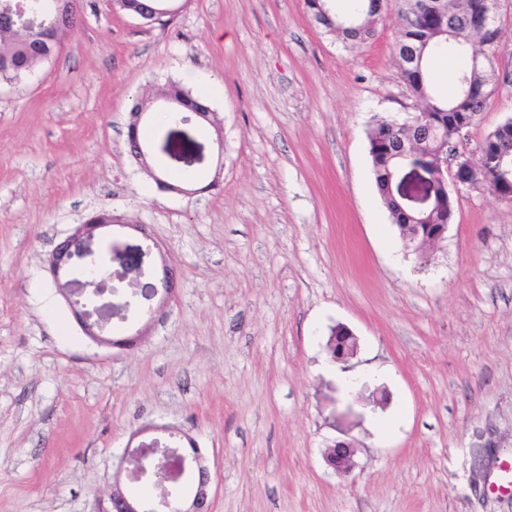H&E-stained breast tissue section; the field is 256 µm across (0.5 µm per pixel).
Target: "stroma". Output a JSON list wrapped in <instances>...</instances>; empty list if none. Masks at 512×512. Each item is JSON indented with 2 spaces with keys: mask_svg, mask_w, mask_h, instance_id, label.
Returning a JSON list of instances; mask_svg holds the SVG:
<instances>
[{
  "mask_svg": "<svg viewBox=\"0 0 512 512\" xmlns=\"http://www.w3.org/2000/svg\"><path fill=\"white\" fill-rule=\"evenodd\" d=\"M75 6L60 49L0 81V512H106L148 425L195 439L211 512H512L489 490L512 457V203L461 191L444 239L404 249L367 139L421 106L395 0L355 46L305 0H184L163 26ZM500 15L474 144L512 118V0ZM171 82L215 114L191 129L203 164L150 160L194 195L156 191L128 152L133 106ZM99 209L130 227L97 253L146 224L181 273L160 313L128 318L129 350L84 336L46 271ZM339 440L347 473L326 460ZM357 338L352 330L343 325H336V336L329 342L330 353L339 362H346L357 352ZM354 446L348 441H336L327 452V462L339 472L347 473L353 466Z\"/></svg>",
  "mask_w": 512,
  "mask_h": 512,
  "instance_id": "stroma-1",
  "label": "stroma"
}]
</instances>
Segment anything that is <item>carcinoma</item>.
I'll list each match as a JSON object with an SVG mask.
<instances>
[{"label":"carcinoma","instance_id":"1","mask_svg":"<svg viewBox=\"0 0 512 512\" xmlns=\"http://www.w3.org/2000/svg\"><path fill=\"white\" fill-rule=\"evenodd\" d=\"M171 2L172 0H111V5L123 12L160 24L162 18L166 17L164 10L172 8ZM410 2L411 0H400L402 29L399 42L407 47L422 49V54L416 62L400 69L401 78L410 92L422 102V111L432 114L435 122L442 127L448 142L453 143L456 139V122L480 113L492 95L495 76L493 61L487 57L483 48L487 34L481 31L480 23L476 21L480 9L491 0H447L446 37L436 31L435 21L429 14L409 18ZM385 5L386 0H351L347 13L357 15L358 22L355 25H346L336 17V12L323 13L324 0H306L308 12L317 25L352 45L364 43L374 35L375 22ZM34 6L43 10L52 20L55 15L66 12L69 4L65 0H37ZM68 32L67 28L53 25L32 33L1 28L0 79L9 82L21 80L36 65L54 54L60 47L62 37ZM449 52L469 57V65L458 72L454 93L443 97L437 95L431 86L429 68L435 58ZM161 98L185 116L210 111L191 92L174 82L164 88ZM368 139L375 185L393 223L397 224L400 235H408L413 224L451 223L455 204L454 200L445 195L426 216L400 209L393 199L387 175L403 162L398 148L407 139L400 123L393 120L382 121L371 129ZM486 140L489 149L501 152L507 157L512 155V119L498 125L487 135ZM438 150V142L417 139L415 145L409 148V156L416 163L431 164ZM147 174L163 190L181 183L176 173L161 170L154 173L149 169Z\"/></svg>","mask_w":512,"mask_h":512}]
</instances>
